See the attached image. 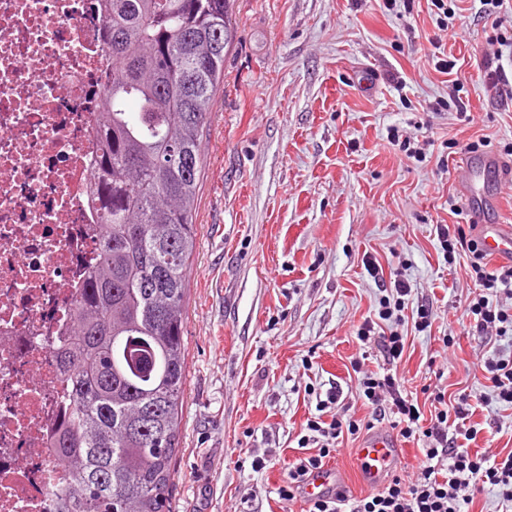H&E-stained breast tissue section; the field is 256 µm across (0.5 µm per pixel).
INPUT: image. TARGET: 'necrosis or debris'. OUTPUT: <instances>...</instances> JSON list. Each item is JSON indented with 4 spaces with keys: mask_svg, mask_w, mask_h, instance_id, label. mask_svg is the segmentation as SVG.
Segmentation results:
<instances>
[{
    "mask_svg": "<svg viewBox=\"0 0 512 512\" xmlns=\"http://www.w3.org/2000/svg\"><path fill=\"white\" fill-rule=\"evenodd\" d=\"M99 0H0V512H51L57 357L96 264L94 132L112 56Z\"/></svg>",
    "mask_w": 512,
    "mask_h": 512,
    "instance_id": "1",
    "label": "necrosis or debris"
}]
</instances>
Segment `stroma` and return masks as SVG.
<instances>
[{
	"instance_id": "1",
	"label": "stroma",
	"mask_w": 512,
	"mask_h": 512,
	"mask_svg": "<svg viewBox=\"0 0 512 512\" xmlns=\"http://www.w3.org/2000/svg\"><path fill=\"white\" fill-rule=\"evenodd\" d=\"M455 5L438 50L430 0H235L226 89L202 142L173 512H303L302 499L280 500L277 489L303 454L299 433L318 395L336 387L349 414L374 426L338 439L332 464L353 496L378 490L356 454L392 428L358 399L351 363L363 355L382 366L357 330L377 319L395 277L412 304L432 308L430 331L399 327L408 392L480 394L477 354L512 358L511 336L459 325L479 288L434 234L458 221L462 147L481 139L482 154L499 156L512 143V95L490 89L484 66L487 18L511 26L512 0ZM441 53L451 73L436 69ZM456 79L467 121L437 108ZM394 129L414 135L413 151L390 143ZM473 419L493 451H512L511 408L492 402ZM256 457L264 470L252 469Z\"/></svg>"
}]
</instances>
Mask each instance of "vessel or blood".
I'll return each instance as SVG.
<instances>
[{"label": "vessel or blood", "instance_id": "b4317fda", "mask_svg": "<svg viewBox=\"0 0 512 512\" xmlns=\"http://www.w3.org/2000/svg\"><path fill=\"white\" fill-rule=\"evenodd\" d=\"M457 183L467 211L499 208L502 198L512 194V162L505 164L481 154L466 155L458 164ZM476 233L489 255L512 262L511 224H480ZM357 460L360 472L374 478L395 466L397 451L389 438L376 435L364 441ZM343 485L337 470L327 467L308 480L304 495L316 498L329 489H342Z\"/></svg>", "mask_w": 512, "mask_h": 512}]
</instances>
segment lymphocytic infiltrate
Listing matches in <instances>:
<instances>
[{
  "label": "lymphocytic infiltrate",
  "mask_w": 512,
  "mask_h": 512,
  "mask_svg": "<svg viewBox=\"0 0 512 512\" xmlns=\"http://www.w3.org/2000/svg\"><path fill=\"white\" fill-rule=\"evenodd\" d=\"M434 232L448 261L468 259L469 272L484 293L470 302L465 310L469 330L482 335H512V264L490 266L481 243L468 237L463 225L439 224ZM376 322V321H375ZM375 322L365 321L358 329L360 341H375L386 363L383 372H357V388L373 413L390 412L393 428L403 439L424 444V454L414 478L394 471L384 487L362 498L342 493L323 496L307 503L306 512H466L475 492L484 487L496 489L502 504L512 508V452L504 457L473 453L468 449L479 430L472 417L479 399L467 393L448 402L444 392L434 390L428 398L431 413H424L417 399L409 395L397 375L396 366L405 349V338L398 331H377ZM300 447L315 445V452L289 462L280 499L290 501L302 493L308 476L324 467L336 455V442L343 436L358 435L359 420L337 413L331 419L316 415L308 418Z\"/></svg>",
  "instance_id": "1"
}]
</instances>
